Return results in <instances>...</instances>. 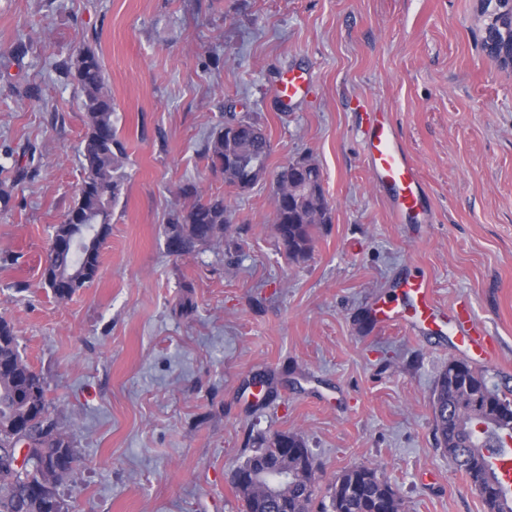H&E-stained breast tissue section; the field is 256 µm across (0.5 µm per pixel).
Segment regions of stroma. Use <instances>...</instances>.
<instances>
[{"label": "stroma", "instance_id": "1", "mask_svg": "<svg viewBox=\"0 0 512 512\" xmlns=\"http://www.w3.org/2000/svg\"><path fill=\"white\" fill-rule=\"evenodd\" d=\"M478 0H0V315L44 378L82 459L65 512H241L231 474L278 433H301L319 490L372 464L405 512H487L434 431L433 392L463 362L512 400V69L484 48ZM102 58L127 191L97 277L65 302L40 285L77 198L81 95L62 65ZM295 68L312 86L274 93ZM415 157L432 222L396 224L363 155L365 109ZM301 156L332 220L286 259L272 179L247 192L205 154L227 111ZM235 222L217 245L168 250L187 186ZM424 274L499 343L484 361L451 328L378 329L379 299Z\"/></svg>", "mask_w": 512, "mask_h": 512}]
</instances>
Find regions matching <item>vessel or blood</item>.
Here are the masks:
<instances>
[{"mask_svg":"<svg viewBox=\"0 0 512 512\" xmlns=\"http://www.w3.org/2000/svg\"><path fill=\"white\" fill-rule=\"evenodd\" d=\"M308 86V73L292 70L280 79L276 95L287 106L305 93ZM364 153L375 187L388 198L393 223H426L428 212L419 166L386 113L369 115ZM400 288L404 301L386 300L374 308L373 315L380 326L410 328L421 323L432 326L445 319L454 325L460 347L484 360L496 356L495 338L475 321L469 308L456 306L445 309L438 306L430 283L421 277L402 281Z\"/></svg>","mask_w":512,"mask_h":512,"instance_id":"obj_1","label":"vessel or blood"}]
</instances>
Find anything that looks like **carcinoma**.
<instances>
[{
	"label": "carcinoma",
	"instance_id": "1",
	"mask_svg": "<svg viewBox=\"0 0 512 512\" xmlns=\"http://www.w3.org/2000/svg\"><path fill=\"white\" fill-rule=\"evenodd\" d=\"M82 97L87 132L81 141L84 171L78 197L54 229L53 238L67 240L76 231L96 232L91 244L75 248L49 245L46 262L62 270L59 280H42L55 298L68 299L78 289L91 284L99 269L101 246L109 235L112 209L122 196L127 156L113 121L115 112L100 57L89 48L77 50L66 66ZM234 126L241 133L236 143L237 168L224 174V183L243 191L240 180L254 165L268 169L271 145L265 130L256 121L235 112L224 113V122L210 130L205 153L216 167H224V127ZM273 224L284 244L288 260L305 259L313 248L314 233L331 221L330 207L323 190L320 166L303 156L281 166L275 177ZM197 196L192 204L173 211L167 223L169 250L185 254L198 244L211 243L234 223L224 197H202L196 187L185 190ZM473 383L484 386L486 398L500 408L497 415H477L461 403L456 376L446 369L433 396L435 434L448 454L450 465L461 471L470 486L489 493L484 499L487 512H512V497L495 492L499 485L488 451L502 448L512 440V401L500 397L487 386L484 377L471 372ZM483 424L485 428L477 429ZM296 448L306 446L296 433H278L251 449L242 464L275 458L284 442ZM80 459L70 437L63 431L48 397V388L20 352L14 325L0 316V512H63L58 488L79 466ZM293 479L282 489L288 512H311L316 492L306 493L312 477L298 459L285 462ZM242 512H274L266 499L250 488H237ZM320 512H402V499L377 476V469L366 464L346 468L327 488Z\"/></svg>",
	"mask_w": 512,
	"mask_h": 512
}]
</instances>
